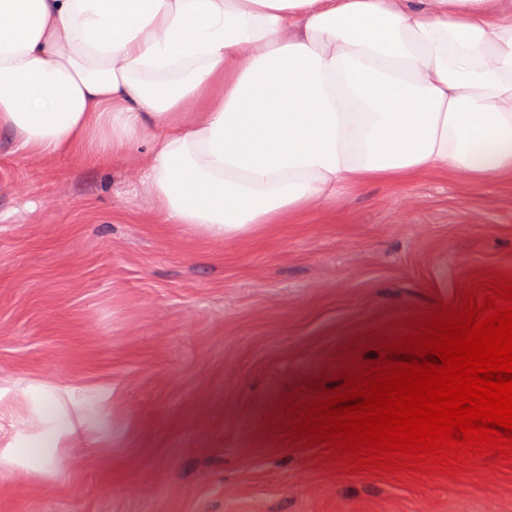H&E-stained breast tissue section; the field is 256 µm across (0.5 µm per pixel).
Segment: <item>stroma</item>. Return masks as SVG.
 Instances as JSON below:
<instances>
[{"label":"stroma","mask_w":512,"mask_h":512,"mask_svg":"<svg viewBox=\"0 0 512 512\" xmlns=\"http://www.w3.org/2000/svg\"><path fill=\"white\" fill-rule=\"evenodd\" d=\"M148 152L41 159L0 136V449L21 460L0 512H512L508 463L344 475L266 421L340 351L375 358L369 334L512 275L511 182L370 184L215 240L164 222Z\"/></svg>","instance_id":"1"}]
</instances>
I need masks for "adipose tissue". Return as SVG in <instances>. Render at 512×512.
<instances>
[{
    "label": "adipose tissue",
    "mask_w": 512,
    "mask_h": 512,
    "mask_svg": "<svg viewBox=\"0 0 512 512\" xmlns=\"http://www.w3.org/2000/svg\"><path fill=\"white\" fill-rule=\"evenodd\" d=\"M494 0H0V135L100 160L150 137L167 223L215 239L371 182L512 181Z\"/></svg>",
    "instance_id": "obj_1"
}]
</instances>
